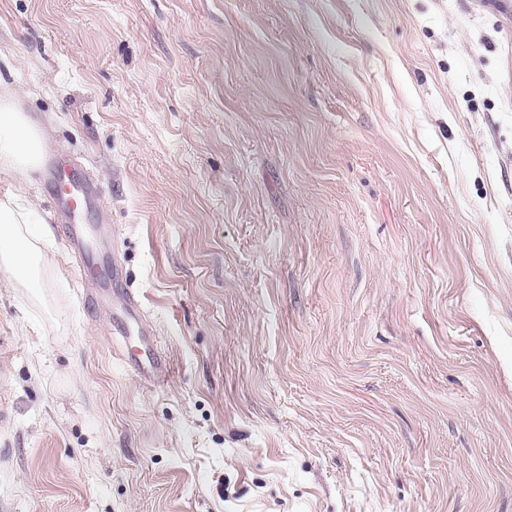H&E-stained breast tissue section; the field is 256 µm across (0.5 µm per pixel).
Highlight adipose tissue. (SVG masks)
<instances>
[{
  "mask_svg": "<svg viewBox=\"0 0 512 512\" xmlns=\"http://www.w3.org/2000/svg\"><path fill=\"white\" fill-rule=\"evenodd\" d=\"M45 142L44 131L15 97L0 93V169L23 175L35 170ZM46 231L31 209L11 197L0 200V268L10 274L15 287L34 294L43 286L41 242Z\"/></svg>",
  "mask_w": 512,
  "mask_h": 512,
  "instance_id": "obj_1",
  "label": "adipose tissue"
}]
</instances>
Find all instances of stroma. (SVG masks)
<instances>
[{
	"mask_svg": "<svg viewBox=\"0 0 512 512\" xmlns=\"http://www.w3.org/2000/svg\"><path fill=\"white\" fill-rule=\"evenodd\" d=\"M511 67L475 0H0L102 271L0 171L51 233L47 303L0 270V512H512ZM127 331L125 330L123 332L122 339H123V346L126 345V350L124 351L125 361L127 364H129L131 367L134 368L135 371L138 372L142 377L147 379L153 384H160L163 381V377L165 375L164 371L161 368V365L158 361V356L155 352V350L152 347H149V356L147 357V360L140 361L137 360L133 353L129 350L128 344H126L127 339L129 336H127Z\"/></svg>",
	"mask_w": 512,
	"mask_h": 512,
	"instance_id": "stroma-1",
	"label": "stroma"
}]
</instances>
